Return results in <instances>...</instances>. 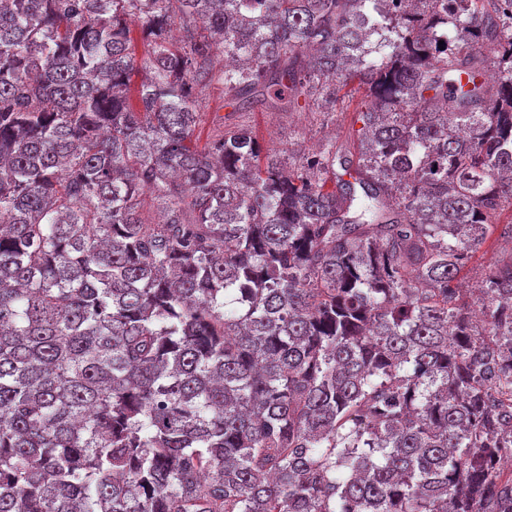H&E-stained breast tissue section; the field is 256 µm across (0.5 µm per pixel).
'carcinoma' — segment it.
Masks as SVG:
<instances>
[{
  "mask_svg": "<svg viewBox=\"0 0 512 512\" xmlns=\"http://www.w3.org/2000/svg\"><path fill=\"white\" fill-rule=\"evenodd\" d=\"M507 210L512 0H0V512H512ZM201 99V112L204 113L197 132L201 143H203L213 128L224 125V116L230 113L231 108L225 107L224 89L219 85L205 88ZM346 91L325 112L315 102L313 112H254L250 124L261 144L279 150L283 165L293 167L299 152L319 149L330 140L346 145L351 118L364 104L362 90ZM512 255V242L508 238L499 236L496 231L487 245L480 253L476 254L467 264L464 275L470 286H476L480 283L484 270L489 264L501 260H508ZM477 287V286H476Z\"/></svg>",
  "mask_w": 512,
  "mask_h": 512,
  "instance_id": "cac0c4a2",
  "label": "carcinoma"
}]
</instances>
